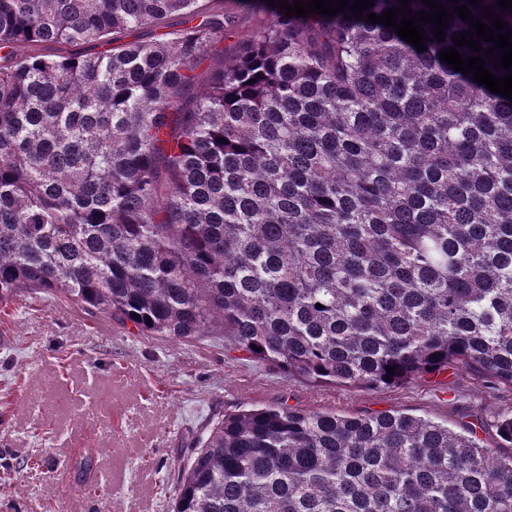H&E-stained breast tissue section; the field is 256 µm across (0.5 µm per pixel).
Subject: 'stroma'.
Segmentation results:
<instances>
[{"label": "stroma", "mask_w": 512, "mask_h": 512, "mask_svg": "<svg viewBox=\"0 0 512 512\" xmlns=\"http://www.w3.org/2000/svg\"><path fill=\"white\" fill-rule=\"evenodd\" d=\"M263 0H224L239 17L195 72L202 96L268 17ZM343 415L403 411L462 431L512 414V389L461 373L371 389L313 384L256 361L214 332L143 336L63 297L25 292L0 303V512H171L180 468L224 416L279 404ZM91 450L94 469L78 476Z\"/></svg>", "instance_id": "1"}]
</instances>
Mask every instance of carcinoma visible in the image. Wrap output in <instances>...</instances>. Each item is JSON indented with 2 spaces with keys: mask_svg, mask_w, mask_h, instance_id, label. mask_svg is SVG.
Here are the masks:
<instances>
[{
  "mask_svg": "<svg viewBox=\"0 0 512 512\" xmlns=\"http://www.w3.org/2000/svg\"><path fill=\"white\" fill-rule=\"evenodd\" d=\"M439 2L453 19L425 51L350 9L275 7L194 97L224 0H0V302L41 290L144 336L218 326L311 382L512 387V97L439 59L477 38L453 7L504 33L512 8ZM202 14L169 41L39 53ZM479 46L456 48L507 74ZM480 423L226 415L173 512H512V453ZM497 427L512 448V415Z\"/></svg>",
  "mask_w": 512,
  "mask_h": 512,
  "instance_id": "1",
  "label": "carcinoma"
}]
</instances>
